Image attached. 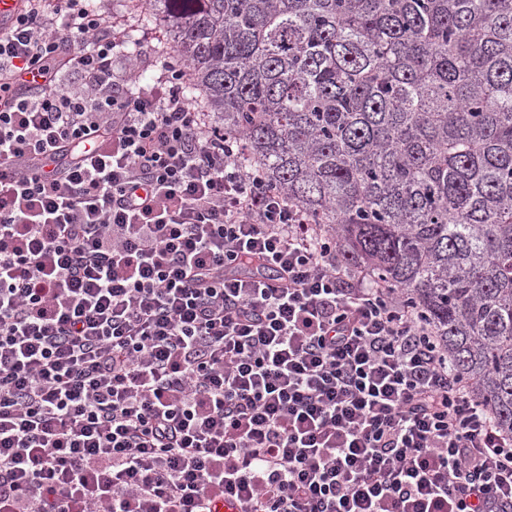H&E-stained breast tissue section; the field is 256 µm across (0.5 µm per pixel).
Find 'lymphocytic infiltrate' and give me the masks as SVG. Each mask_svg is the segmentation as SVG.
<instances>
[{
  "instance_id": "1",
  "label": "lymphocytic infiltrate",
  "mask_w": 512,
  "mask_h": 512,
  "mask_svg": "<svg viewBox=\"0 0 512 512\" xmlns=\"http://www.w3.org/2000/svg\"><path fill=\"white\" fill-rule=\"evenodd\" d=\"M126 55L91 0L0 29V512H512L422 314Z\"/></svg>"
}]
</instances>
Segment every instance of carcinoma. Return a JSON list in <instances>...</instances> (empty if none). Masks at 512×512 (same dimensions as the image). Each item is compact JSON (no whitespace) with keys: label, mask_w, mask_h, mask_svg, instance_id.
Segmentation results:
<instances>
[{"label":"carcinoma","mask_w":512,"mask_h":512,"mask_svg":"<svg viewBox=\"0 0 512 512\" xmlns=\"http://www.w3.org/2000/svg\"><path fill=\"white\" fill-rule=\"evenodd\" d=\"M185 90L512 433V0H140Z\"/></svg>","instance_id":"obj_1"}]
</instances>
